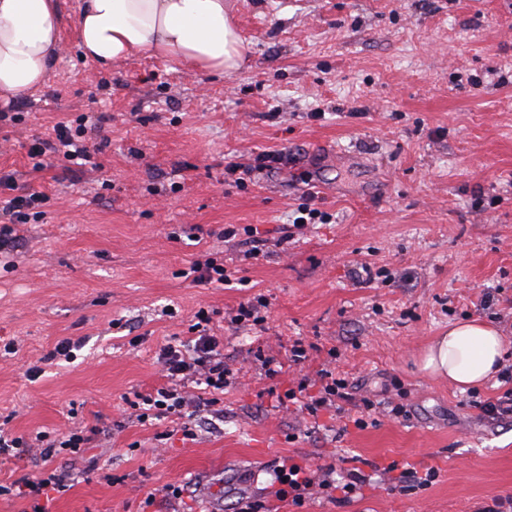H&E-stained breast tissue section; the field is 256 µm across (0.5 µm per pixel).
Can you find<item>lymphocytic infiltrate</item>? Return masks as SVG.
<instances>
[{
  "mask_svg": "<svg viewBox=\"0 0 512 512\" xmlns=\"http://www.w3.org/2000/svg\"><path fill=\"white\" fill-rule=\"evenodd\" d=\"M49 151L74 164L89 163L91 148L86 140L84 119H77L72 126L60 124L51 144H32L29 156L34 160V169H41L40 158ZM42 201V193L18 192L12 175L0 177V235L10 234L13 224L25 222L29 211L38 208ZM210 323L207 312L197 311L190 326L192 339L160 348L158 363L163 381L151 391L138 395L131 404L130 419L142 424L152 417L173 416L181 420L184 438L191 440L196 437L193 418L213 412L221 394L234 382V373L224 362L223 341L212 333ZM321 377L322 381L317 386L311 379L301 378L296 386L286 390V398L301 403L312 414L335 407L337 401L346 397L350 384L346 379L331 377L326 371ZM195 383L205 385L207 396L202 397L192 391L191 386ZM110 432L111 427L105 422L91 426L77 423L61 433L41 431L32 436L0 426V456L24 461L36 455L49 464L63 456L74 461L81 458L98 437ZM275 479L276 499L297 508L303 507L307 498L317 492L349 500L363 483L362 477L354 474L344 480H336L332 471L317 472L308 462L292 458L277 466ZM71 480V473L50 465L38 481L0 484V497L26 498L30 501V512H48L46 498L51 493L63 491Z\"/></svg>",
  "mask_w": 512,
  "mask_h": 512,
  "instance_id": "lymphocytic-infiltrate-1",
  "label": "lymphocytic infiltrate"
}]
</instances>
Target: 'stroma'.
<instances>
[{
  "label": "stroma",
  "instance_id": "obj_1",
  "mask_svg": "<svg viewBox=\"0 0 512 512\" xmlns=\"http://www.w3.org/2000/svg\"><path fill=\"white\" fill-rule=\"evenodd\" d=\"M60 3L64 50L46 83L0 102V175L46 196L0 241V421L32 434L102 420L112 438L69 463L48 512H235L272 499L288 457L367 479L302 512L512 499V417L471 401L502 382L461 391L419 368L456 321L494 324L512 345V0H232L249 60L224 76L150 57L101 71L78 45V0ZM84 112L105 115L87 134L96 168L49 153L32 171V141ZM311 191L334 219L296 228ZM227 224L242 229L229 242L216 237ZM216 251L230 286L183 278ZM257 299L263 324L228 323ZM201 309L238 372L223 414L197 417L193 440L176 420L128 421L127 399L162 381L158 350L186 340ZM64 337L82 339L75 358L28 377ZM299 338L312 349L288 365ZM269 356L284 364L274 377ZM322 369L350 383L343 413L278 404ZM387 401L407 417L386 416ZM393 463L439 477L405 491Z\"/></svg>",
  "mask_w": 512,
  "mask_h": 512
}]
</instances>
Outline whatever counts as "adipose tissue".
Masks as SVG:
<instances>
[{
	"instance_id": "obj_1",
	"label": "adipose tissue",
	"mask_w": 512,
	"mask_h": 512,
	"mask_svg": "<svg viewBox=\"0 0 512 512\" xmlns=\"http://www.w3.org/2000/svg\"><path fill=\"white\" fill-rule=\"evenodd\" d=\"M76 25L85 55L107 71L141 56L217 75L248 61L229 0H83ZM62 27L58 0H0L1 99L45 84ZM505 355L497 327L456 322L425 349L420 368L464 390L494 378Z\"/></svg>"
}]
</instances>
